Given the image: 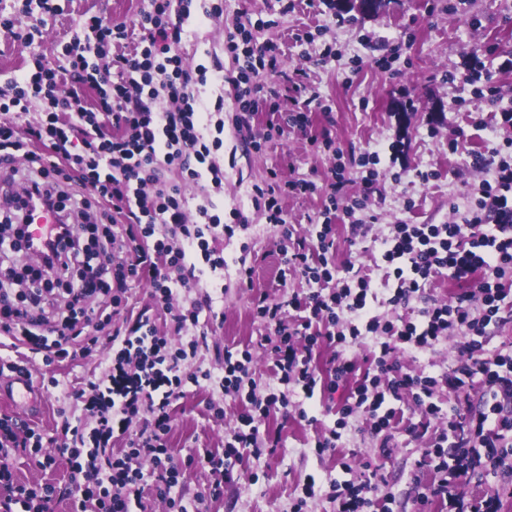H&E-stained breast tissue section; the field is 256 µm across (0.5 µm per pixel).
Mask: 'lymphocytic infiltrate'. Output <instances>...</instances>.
I'll return each instance as SVG.
<instances>
[{
    "label": "lymphocytic infiltrate",
    "instance_id": "obj_1",
    "mask_svg": "<svg viewBox=\"0 0 512 512\" xmlns=\"http://www.w3.org/2000/svg\"><path fill=\"white\" fill-rule=\"evenodd\" d=\"M226 22L222 46L232 60L225 72L217 53L187 63L180 44L193 20ZM261 22L241 11L224 17V0H148L134 25L106 24L84 17L62 49L34 46L19 74L0 87V220L23 224L31 199L62 208L61 224L48 245L45 268L25 276L28 303L14 301V274L0 277V333L12 340L18 359L0 364V374L25 375L34 356L45 363L88 355L99 341L114 352L111 363L94 374L87 389L73 390L81 404L76 421L61 433L69 481L78 493L73 512H149L147 476L170 512H208V497H220L233 482V458L244 448H278L279 434L262 433L261 418L272 406L288 407L287 386L305 398L333 397L336 422L318 436L319 452H337L350 419L363 418L367 432L388 453L396 435L421 447L417 464L426 480L417 482L414 512H501L512 498V345L485 348L491 326L502 320L512 296V140L495 149L498 161L489 177L471 185L465 211H453L442 224H394L381 240L380 259L394 281L388 306L410 299L438 280L455 292L431 301L417 320L375 315L371 279L353 263L337 268L334 220L365 211L377 190L378 172L358 158L351 172H333L323 184L301 178L252 187L256 207L268 223L288 222L292 196L322 194L313 242L292 244L288 264L315 291L273 302L256 299V313L267 329L271 363L267 394L246 391L253 354L225 348L220 372L190 369L217 318L213 298L186 304L180 296L198 287L204 275L224 278L226 239L235 234L239 209L225 211L224 110L232 108L241 143L261 144L252 134L258 116L268 130L284 136L305 130L306 113L297 109L304 75L284 68V52L262 39ZM221 51V52H222ZM281 77L283 91L262 96L259 76ZM231 82L232 102L209 96V88ZM292 113H283L284 105ZM361 193L349 197L347 187ZM197 188L188 200L186 185ZM102 218L92 221V208ZM233 223H225V214ZM343 277H335V270ZM131 281L150 284L158 314L170 317L179 335L171 340L146 314L121 306ZM460 337L464 358L440 375L404 370L400 354H433ZM367 345L363 361L345 358L343 348ZM331 347L328 370L316 364ZM218 387L240 403L242 427L223 453L173 462L172 405L187 386ZM477 394V406L443 405L439 388ZM33 429L15 418H0V512H49L56 489L17 483L12 456L35 457L42 469L55 456L43 453ZM456 466H449V454ZM209 470V496L186 506L172 490L191 469ZM374 463L368 478L334 481L329 494L336 512H390V495H378ZM501 470L511 479L495 492L476 495L467 488L478 470Z\"/></svg>",
    "mask_w": 512,
    "mask_h": 512
}]
</instances>
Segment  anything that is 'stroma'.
Listing matches in <instances>:
<instances>
[{
  "mask_svg": "<svg viewBox=\"0 0 512 512\" xmlns=\"http://www.w3.org/2000/svg\"><path fill=\"white\" fill-rule=\"evenodd\" d=\"M330 0H224L225 16L248 10L267 26L264 38L283 43L287 70L308 73L309 93L318 95L322 106L311 114V138L285 139L267 135L264 120L254 131L266 144L261 152L237 150L232 123L224 125V149L235 154L233 169L224 182L225 208H238L248 218L247 229L224 242V296L222 326L209 332L207 345L196 357L195 366L219 371L228 345H252V378L257 387L268 382V355L257 343L265 331L254 313V289L277 297L285 293L312 291L302 277L286 275L280 228L266 223L251 199V186L267 176L269 168L280 169L284 178L323 182L330 169L349 165L353 155L378 153V191L370 207L381 219L363 239L360 250L349 249L353 229L349 223L336 228V264L352 261L373 281L385 272L378 265V236L399 221L439 224L448 220L450 203L460 201L469 185L485 178L472 165L473 155L492 158L512 128H480L476 119L501 108H512V0H388L378 14L353 18L338 17ZM59 13L40 25L36 41L45 47H63L84 13L132 21L142 0H56ZM332 48L322 59L324 48ZM498 87L496 101L477 98L473 86L462 78L473 68ZM329 132L335 151H327L321 140ZM458 140V152L448 149ZM430 181H422L423 173ZM254 270V289L238 287L240 266ZM109 350L98 346L90 356L46 364L36 359L30 366L34 383L56 377L76 384L86 381ZM212 388L189 391L173 407L171 446L176 463L224 448V440L240 425L239 409L225 403L223 419H214L205 409L208 399H220ZM289 400L303 404L315 415V425L296 417L272 414L264 427L280 433L275 452L246 448L235 466L239 477L226 484L223 496L211 512H291L299 498H307L308 512H333L328 500L330 485L337 480L357 478L365 463L374 461L377 442L350 421L343 432L339 453H319L318 431L333 427L336 417L318 400ZM74 398L63 393H43L37 410H28L1 397L0 415L18 417L35 426L43 436L44 452L56 453L55 429L65 418L77 415ZM420 450L397 436L384 462L382 492L391 493L393 512H411L415 487L410 477L417 470ZM15 476L26 483H50L62 494L53 512H71L69 472L66 463L41 470L26 455L14 461ZM314 497H307V487Z\"/></svg>",
  "mask_w": 512,
  "mask_h": 512,
  "instance_id": "obj_1",
  "label": "stroma"
}]
</instances>
